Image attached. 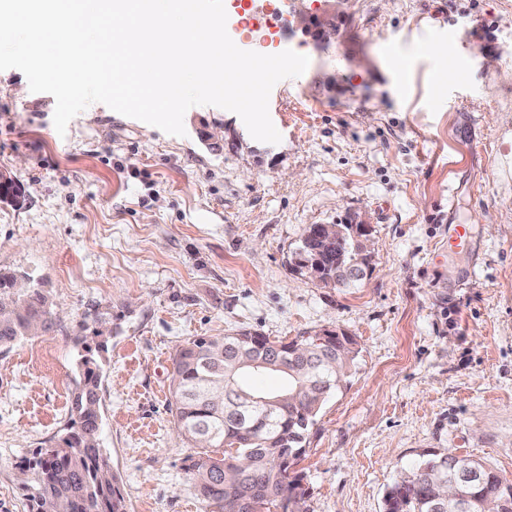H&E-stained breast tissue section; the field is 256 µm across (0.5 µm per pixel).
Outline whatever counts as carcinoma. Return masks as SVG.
I'll list each match as a JSON object with an SVG mask.
<instances>
[{
	"instance_id": "obj_1",
	"label": "carcinoma",
	"mask_w": 512,
	"mask_h": 512,
	"mask_svg": "<svg viewBox=\"0 0 512 512\" xmlns=\"http://www.w3.org/2000/svg\"><path fill=\"white\" fill-rule=\"evenodd\" d=\"M18 281V273L0 270V347L10 346L56 323L49 298L36 288L34 277ZM276 358L288 363L280 371L285 386L260 392L243 381L249 370L238 365L244 354L265 359L272 341L257 332L240 330L221 337L200 336L173 357L171 412L181 435L196 448L191 469L206 512H234L239 485L224 482V466L246 454L252 461L247 481L252 485L258 512H276L281 502L288 512H301L304 492L294 468L305 454L310 431L326 400L346 382L359 350L355 340L336 331L297 336L279 341ZM336 352V364L321 361L303 367L295 359L296 347ZM103 364L88 346L78 355L70 426L53 445L24 461V489L30 512H127L126 499L99 446V388ZM293 395V403L280 406L275 399ZM252 442L241 444L242 433ZM451 451L428 452L404 472L387 493L384 512H456L454 501L443 500L449 477L441 468ZM472 476L456 483L469 504V512H512V480L500 476L476 459Z\"/></svg>"
}]
</instances>
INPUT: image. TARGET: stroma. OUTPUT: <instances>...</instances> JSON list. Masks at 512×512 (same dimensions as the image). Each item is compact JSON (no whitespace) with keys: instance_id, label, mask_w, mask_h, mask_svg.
Returning a JSON list of instances; mask_svg holds the SVG:
<instances>
[{"instance_id":"35a3bbf8","label":"stroma","mask_w":512,"mask_h":512,"mask_svg":"<svg viewBox=\"0 0 512 512\" xmlns=\"http://www.w3.org/2000/svg\"><path fill=\"white\" fill-rule=\"evenodd\" d=\"M302 52L269 114L190 108L174 136L0 71V269L28 271L58 320L0 349V512H29L19 466L64 435L75 364L104 345L99 444L127 512H204L168 408L176 349L236 330L333 329L357 365L296 467L303 512H383L424 451L512 479V0H241ZM336 26L319 40L314 25ZM223 133L221 143L210 136ZM371 222V272L326 288L290 268L305 229ZM469 227L471 248L448 238Z\"/></svg>"}]
</instances>
